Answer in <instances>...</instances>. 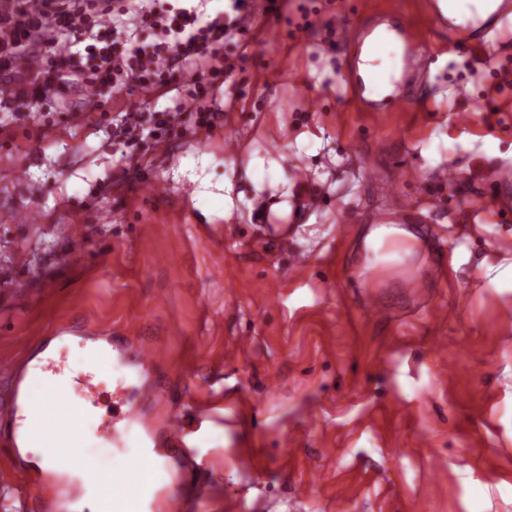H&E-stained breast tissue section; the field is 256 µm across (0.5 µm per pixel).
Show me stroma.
<instances>
[{"instance_id":"stroma-1","label":"stroma","mask_w":512,"mask_h":512,"mask_svg":"<svg viewBox=\"0 0 512 512\" xmlns=\"http://www.w3.org/2000/svg\"><path fill=\"white\" fill-rule=\"evenodd\" d=\"M429 2L288 0L275 16L249 0L260 33L222 118L151 156L152 191L112 147L130 99L103 123L79 86L52 104L75 123L0 112V354L52 345L74 376L95 337L159 343L161 374L188 387L199 512H512V288L483 277L512 264V221L485 193L512 192V24L463 58ZM377 13L438 55L405 112L345 93L359 51L336 25ZM451 164L455 185L438 178ZM404 200L415 290L357 248ZM284 202L299 221L267 245ZM206 404L223 428L195 417Z\"/></svg>"}]
</instances>
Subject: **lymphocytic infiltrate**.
<instances>
[{"label":"lymphocytic infiltrate","instance_id":"1","mask_svg":"<svg viewBox=\"0 0 512 512\" xmlns=\"http://www.w3.org/2000/svg\"><path fill=\"white\" fill-rule=\"evenodd\" d=\"M229 2L211 16L173 0H11L0 13V73L19 80L5 93L13 110L40 108L76 77L89 112L113 92L135 97L112 140L122 160L143 162L189 126L212 127L215 91L247 65V54L224 53L249 14L247 0ZM159 87L178 91L172 109L157 110Z\"/></svg>","mask_w":512,"mask_h":512}]
</instances>
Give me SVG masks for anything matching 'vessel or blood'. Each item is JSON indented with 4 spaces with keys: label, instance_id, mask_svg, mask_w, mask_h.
I'll return each instance as SVG.
<instances>
[{
    "label": "vessel or blood",
    "instance_id": "b4317fda",
    "mask_svg": "<svg viewBox=\"0 0 512 512\" xmlns=\"http://www.w3.org/2000/svg\"><path fill=\"white\" fill-rule=\"evenodd\" d=\"M512 20V0H474L468 25L457 28V50L472 49L477 38L497 33L500 24ZM338 38L355 45L370 55L366 78L356 79L350 90L355 100H363L367 88L388 90L389 107L407 109L411 102V78L421 76L428 58L426 52L416 50L414 33L406 18H398L385 31L370 34L365 27L341 22L336 27ZM400 42V67L385 66L381 56L386 44ZM104 364L124 374H145V381L131 385L125 405H114L112 437L120 439L123 430L137 427L140 436L132 456L135 463L149 467L163 448H187L190 434L185 417L161 412V404H175L180 389L170 377H152L164 356L154 341L127 342L118 336L104 344ZM0 383L7 390L8 406L0 412V444L21 453L26 448L43 449L54 468L77 464L84 469L98 468L99 461L84 455L92 428L97 421L96 408L101 391L95 371H86L68 379L47 369H27L16 357H0ZM78 392L81 404H73L71 392ZM196 468L195 463L174 461L166 468L169 487L161 503L150 499L149 486L133 487L125 482L123 470L112 473L111 482L94 487L99 512H194L193 501L184 493L182 483ZM35 497L39 503L61 508L64 487L56 477H38L34 480Z\"/></svg>",
    "mask_w": 512,
    "mask_h": 512
}]
</instances>
